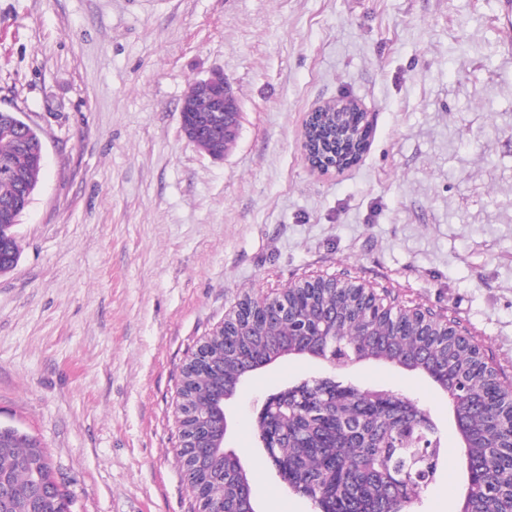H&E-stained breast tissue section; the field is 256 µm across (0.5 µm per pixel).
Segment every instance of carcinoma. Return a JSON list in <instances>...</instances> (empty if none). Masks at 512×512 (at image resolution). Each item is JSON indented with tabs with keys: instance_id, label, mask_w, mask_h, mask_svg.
<instances>
[{
	"instance_id": "obj_1",
	"label": "carcinoma",
	"mask_w": 512,
	"mask_h": 512,
	"mask_svg": "<svg viewBox=\"0 0 512 512\" xmlns=\"http://www.w3.org/2000/svg\"><path fill=\"white\" fill-rule=\"evenodd\" d=\"M14 112H0V164L19 178L0 177V201L21 200L13 217H0L5 261L0 273L19 259L13 232L38 185L42 165L35 154L40 140L31 126L22 133L9 123ZM309 158L330 169L356 164L365 152L370 132L362 140L344 141L325 119L306 125ZM287 307L267 298L247 296L237 311L247 327L224 330V348L212 353L196 372L193 385L179 391L178 410L190 409L203 424L210 421L212 389L222 376L241 377L248 364L281 355L290 348L319 351L335 368L372 360L401 364L420 371L448 393L465 422V453L478 466L468 474L464 512H512V412L506 408L507 389L479 357L468 337L424 333L412 311L381 298L367 309L358 307L348 288H289ZM288 411L265 414L257 435L291 491L310 499L317 512H402L434 479L450 449L441 447L430 422L420 424L408 414L410 400L370 389L338 384L323 389L306 382L292 394ZM53 467L45 449L29 435L0 429V488L9 512H24L32 502L39 512H69L70 495L52 490ZM212 512H242L245 488L237 460L216 458L206 474Z\"/></svg>"
}]
</instances>
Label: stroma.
I'll use <instances>...</instances> for the list:
<instances>
[{"label":"stroma","instance_id":"1","mask_svg":"<svg viewBox=\"0 0 512 512\" xmlns=\"http://www.w3.org/2000/svg\"><path fill=\"white\" fill-rule=\"evenodd\" d=\"M512 0H0V109L44 168L0 273V426L35 437L70 512H196L178 388L237 303L352 280L472 336L512 389ZM241 103L223 159L181 131L189 86ZM358 100L369 147L313 169L312 108ZM332 377L413 400L450 454L410 512H460L448 395L425 374L287 357L229 401L257 512H314L255 434L270 394Z\"/></svg>","mask_w":512,"mask_h":512}]
</instances>
